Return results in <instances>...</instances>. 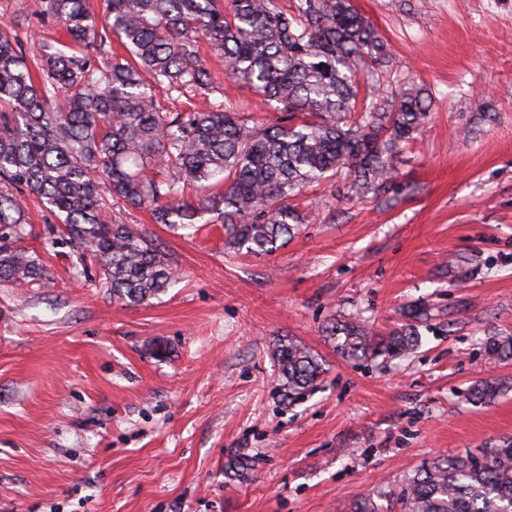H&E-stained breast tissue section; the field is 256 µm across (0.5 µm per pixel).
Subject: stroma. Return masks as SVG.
Wrapping results in <instances>:
<instances>
[{"mask_svg": "<svg viewBox=\"0 0 512 512\" xmlns=\"http://www.w3.org/2000/svg\"><path fill=\"white\" fill-rule=\"evenodd\" d=\"M389 61L359 67L361 96L431 99L397 162L396 188L347 199L308 187L307 218L265 257L224 249L221 224L170 229L107 201L171 261L177 282L125 306L57 218L17 187L19 248L46 281L0 284V512H351L423 464L512 442V0H351ZM40 0H0L27 60L61 34ZM209 103L269 123L261 97L215 69ZM427 304L422 344L353 362L323 328L338 316L384 331ZM293 337L327 372L282 404L272 345ZM163 354H156L155 346ZM509 389L468 401L474 382ZM255 461L254 477L228 470Z\"/></svg>", "mask_w": 512, "mask_h": 512, "instance_id": "obj_1", "label": "stroma"}]
</instances>
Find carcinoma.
Instances as JSON below:
<instances>
[{
    "label": "carcinoma",
    "instance_id": "obj_1",
    "mask_svg": "<svg viewBox=\"0 0 512 512\" xmlns=\"http://www.w3.org/2000/svg\"><path fill=\"white\" fill-rule=\"evenodd\" d=\"M106 0L96 18L87 0H41L43 15L69 35L45 49L34 80L12 34L0 30V283L45 279L37 259L15 246L23 224L11 188L24 186L64 224L68 239L99 266L112 299L145 304L176 280L172 263L147 237L102 210V192L150 212L158 224H224V244L267 256L301 223L293 201L315 182L345 175L347 193L379 196L395 185L401 144L428 120L419 94L358 103L357 65L385 63L387 49L350 0ZM125 47L110 49L111 36ZM206 41L210 58L201 53ZM224 79L262 96L282 114L266 126L210 106L173 112L155 89H210L212 66ZM360 111H355V108ZM200 190L197 202L184 188ZM421 305L408 322L376 333L362 320L325 328L336 353L352 361L395 359L422 342ZM487 353L512 359V337ZM279 395L292 404L313 394L322 357L292 338L274 350ZM497 379L472 386L469 400L488 404ZM512 512V443L479 458L450 455L378 488L353 512Z\"/></svg>",
    "mask_w": 512,
    "mask_h": 512
}]
</instances>
